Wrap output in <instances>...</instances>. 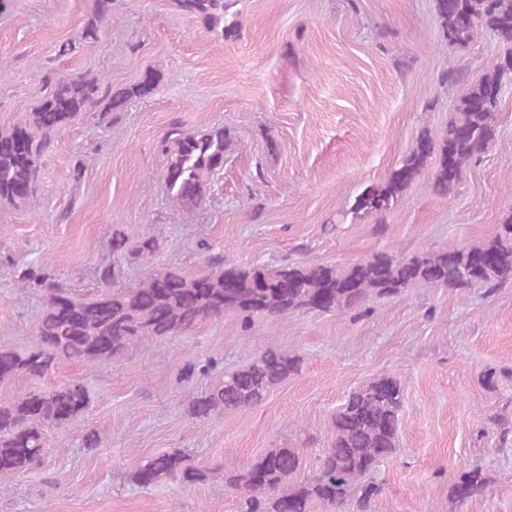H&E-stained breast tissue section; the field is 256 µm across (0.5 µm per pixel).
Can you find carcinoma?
Here are the masks:
<instances>
[{
	"instance_id": "obj_1",
	"label": "carcinoma",
	"mask_w": 512,
	"mask_h": 512,
	"mask_svg": "<svg viewBox=\"0 0 512 512\" xmlns=\"http://www.w3.org/2000/svg\"><path fill=\"white\" fill-rule=\"evenodd\" d=\"M236 2L175 0L179 10L225 38L239 27L238 14L229 13ZM435 20L451 49L467 48L481 28L494 33L507 49L470 82L443 132L419 136L387 182L368 186L356 197L351 213L376 217L378 225L429 168L436 193L446 196L455 190L465 167L494 141L499 92L512 82V0H435ZM157 86V74L145 71L136 84L112 92L110 111H123L132 99L152 94ZM97 90V82L83 76L62 80L21 121L0 129V203L20 207L36 194L39 164L54 147L57 131L95 104ZM231 145L232 137L222 127L186 133L175 126L161 140L159 151L166 157L162 177L172 202L183 212L191 214L205 203ZM110 244L117 257L140 264L142 276L135 285L121 288V267L103 263L96 271L101 293L94 297L77 294L48 265H12L15 283L40 294L43 309L32 343L0 347V387L20 376L44 378L63 361L90 367L117 362L140 343L187 335L226 313L238 316L240 332L247 336L258 317L288 320L301 310L361 314L371 311L373 300L419 285L493 292L512 283V216L482 244H448L409 257L381 252L344 266L308 261L241 267L219 252L209 257L207 272L190 274L153 263L159 249L155 235L131 241L114 229ZM300 368V356L268 347L249 364L228 372L222 358L189 360L180 380L191 383L221 374L189 409L192 418L211 422L226 411L260 404ZM90 402V391L81 380L0 400V493L14 478L42 464L48 432L78 421ZM403 408L401 383L391 375L381 374L356 387L336 414L332 439L312 474L298 478L299 451L283 444L246 467L221 473L224 487L235 494L237 512H313L317 503L334 506L337 512H371L381 493L372 474L396 453ZM216 474L194 465L176 448L132 466V481L143 489L162 482L192 487ZM490 483L484 470L474 466L453 483L451 500L463 504L482 497Z\"/></svg>"
}]
</instances>
